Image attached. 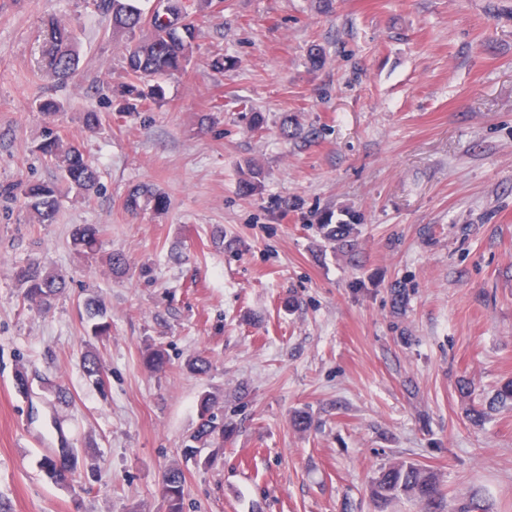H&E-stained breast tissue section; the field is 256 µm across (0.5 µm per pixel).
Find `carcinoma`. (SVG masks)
<instances>
[{"label": "carcinoma", "mask_w": 512, "mask_h": 512, "mask_svg": "<svg viewBox=\"0 0 512 512\" xmlns=\"http://www.w3.org/2000/svg\"><path fill=\"white\" fill-rule=\"evenodd\" d=\"M95 8L112 17V27L131 35L145 28L150 29L147 38L125 48L124 70L128 81L122 83V93L128 108L134 112L150 107L161 97L160 88L146 92L140 88L141 79L157 75L184 73L193 53L197 23L205 21L212 0H166L165 21L159 10L148 13L135 5V0H92ZM74 31L50 22L44 30V54L48 75L55 80L71 77L77 66L73 44ZM43 155L55 160L61 181H37L26 184L23 195L26 207L39 224L53 222L60 194L59 183L81 194L98 189L99 172L77 144H65L59 136L49 132L40 144ZM263 171L251 163L241 172L239 187L246 194L262 190ZM157 209L165 205V198L149 185H137L125 197V207L135 213L148 206ZM323 238L339 249L355 255L359 248L358 231L354 224H333L324 220L319 224ZM101 229L96 224H77L71 231V245L77 255L95 260L101 251ZM109 269L122 277L129 272L128 260L121 253H109L106 257ZM18 281L24 286L25 299L39 307L48 308L64 292L63 275L51 271L37 262L27 264L17 272ZM86 315L87 335L99 338L110 334L112 323L107 320V307L99 297H90L83 303ZM147 368L159 372L166 367L167 353L157 345H149L143 352ZM211 368V361L202 354H195L186 361V369L195 375H204ZM83 369L89 382L103 389L105 372L96 353L89 350L83 357ZM459 396L467 401L466 418L479 425L489 413L512 405V381L504 384L484 403H474L473 383L467 379L458 382ZM217 395L206 391L199 399L200 422L183 441L185 461L208 468L217 459L215 449L224 447V436L232 432L231 425L224 423V414L217 413ZM79 456L74 448H61L58 455L43 463L47 475L62 486L71 485L78 474ZM161 494L167 504V512H183L185 497V473L180 465L170 467L165 473ZM370 496L378 506H384L402 496L417 500L422 512H443L445 493L438 475L420 464L395 461L381 469L370 485Z\"/></svg>", "instance_id": "obj_1"}]
</instances>
